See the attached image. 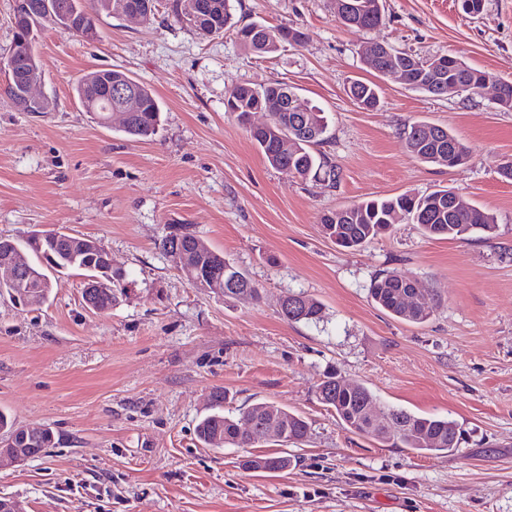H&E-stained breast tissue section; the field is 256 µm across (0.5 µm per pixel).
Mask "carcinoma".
Segmentation results:
<instances>
[{
	"instance_id": "obj_1",
	"label": "carcinoma",
	"mask_w": 512,
	"mask_h": 512,
	"mask_svg": "<svg viewBox=\"0 0 512 512\" xmlns=\"http://www.w3.org/2000/svg\"><path fill=\"white\" fill-rule=\"evenodd\" d=\"M359 6L355 22L348 28L356 31L371 30L382 22L380 0H354ZM175 18L185 22L203 34H219L231 23V0H172ZM260 37H242L240 41L254 52L273 54L286 43L288 30L263 27ZM443 63L446 80L467 87L464 94H478L481 82L489 73L453 61L452 56L422 58L420 62L434 65ZM139 109L130 113L123 132L131 138H147L156 134L160 123L161 109L152 91L138 84ZM286 85L275 82L255 88L247 85L234 87L225 99L228 112L242 117L258 106L274 108L279 91ZM347 93L353 101L372 108L378 101V86L372 82L354 80L349 83ZM300 126L293 124L294 113H274V123L264 130L250 133L268 163L288 175H299L314 180L336 181V165L315 147L326 139L327 120L324 113L315 106L307 107L302 113ZM294 141L295 148H282V138ZM408 150L424 163L452 167L453 153L461 141L447 128L427 122H415L404 129ZM401 213L413 224L419 225L424 234L433 238L462 239L474 232L487 237L496 231L493 214L477 207L459 210L452 202L439 199L433 194L415 196L402 194L386 199H370L358 204L329 212L322 217V223L333 229L341 239V246L357 248L385 234L392 227V215ZM31 249L42 254L48 261L68 270L85 265V257L72 251L65 237L44 238ZM236 277L243 283L239 294L245 299H256L259 288L250 276L233 263L224 266V279ZM25 288L40 291L39 302L48 297L52 284L46 280L42 266L30 264L22 273ZM406 285L403 274L387 272L376 276L370 283L372 299L390 315L411 323H423L431 315L428 308L409 309L401 300ZM288 305L281 308V315L290 322L316 323L321 319V303L302 293L287 296ZM213 413L196 425V437L206 447L222 448L226 444L238 448H251L259 443L297 442L308 437L309 423L273 402L252 405L239 416L224 413L226 392L216 388L210 394ZM317 400L335 411L341 425L348 431L372 437L383 444L408 448L418 454L437 451L453 452L458 449L460 430L458 424L447 417L417 416L394 406L383 407V415L390 417L387 422L373 423L367 417L366 408L376 403L375 394L363 384L350 388L340 385V376L334 371L324 374L316 390ZM291 460L286 456L251 455L242 461V467L253 471H278L288 468Z\"/></svg>"
}]
</instances>
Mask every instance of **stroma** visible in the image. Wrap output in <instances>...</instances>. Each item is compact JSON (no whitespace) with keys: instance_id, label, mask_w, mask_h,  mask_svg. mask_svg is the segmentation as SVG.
Instances as JSON below:
<instances>
[{"instance_id":"obj_1","label":"stroma","mask_w":512,"mask_h":512,"mask_svg":"<svg viewBox=\"0 0 512 512\" xmlns=\"http://www.w3.org/2000/svg\"><path fill=\"white\" fill-rule=\"evenodd\" d=\"M171 3L135 21L101 15L92 42L43 27L37 92L49 108L21 112L0 96V237L36 264L33 232L92 237L123 274L119 303L101 313L83 302L81 269L51 272L36 306L0 293V411L56 436L25 463L0 461V498L25 512H512V181L499 175L512 161V110L489 89L436 98L377 77L365 56L385 42L512 81V0H485L476 17L460 0H383L384 22L367 32L342 26L333 0H236L244 22L303 33L270 56L235 29L178 23ZM100 69L156 95V135L135 140L120 116L103 125L85 112L74 82ZM352 79L377 80L376 108L349 99ZM272 82L325 112L320 150L336 183L273 168L225 110L235 86ZM416 121L448 128L468 162L414 158L403 129ZM439 189L494 214L495 235L437 239L405 222L347 249L323 231L330 211ZM181 224L247 272L258 299L193 288L161 247ZM385 271L417 280L429 320L406 323L372 301ZM299 292L321 302L320 323L282 318L281 299ZM331 369L383 404L453 419L459 449L420 456L349 433L316 399ZM216 387L228 414L274 402L307 419V441L250 451L288 456L287 469L248 471L245 449L200 445Z\"/></svg>"}]
</instances>
